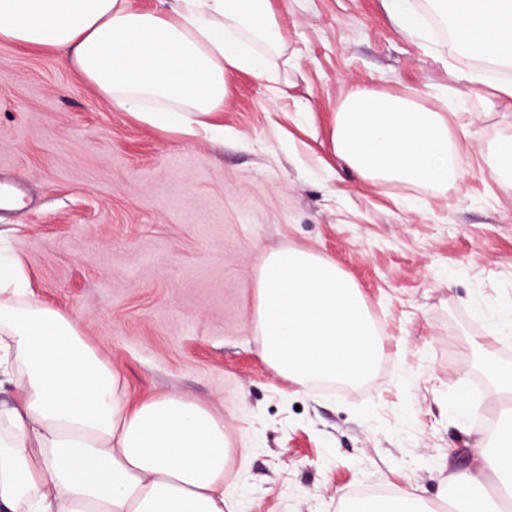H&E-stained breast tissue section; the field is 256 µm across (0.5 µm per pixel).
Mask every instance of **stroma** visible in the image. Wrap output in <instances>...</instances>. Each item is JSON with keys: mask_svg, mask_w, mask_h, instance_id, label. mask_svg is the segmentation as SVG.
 <instances>
[{"mask_svg": "<svg viewBox=\"0 0 512 512\" xmlns=\"http://www.w3.org/2000/svg\"><path fill=\"white\" fill-rule=\"evenodd\" d=\"M288 35L278 87L228 78L224 137L189 140L112 110L64 52L0 41V209L39 299L68 313L139 400L179 393L223 412L232 512H342L352 492L409 491L430 512L512 411L488 364L512 367L490 318L512 302V183L491 148L512 107L472 90L453 124L466 178L362 181L328 128L369 83L397 95L453 79L441 33L403 35L387 0H274ZM336 262L384 336L358 385H298L263 359L252 315L263 255ZM478 387L469 418L450 409Z\"/></svg>", "mask_w": 512, "mask_h": 512, "instance_id": "stroma-1", "label": "stroma"}]
</instances>
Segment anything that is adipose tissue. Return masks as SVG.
<instances>
[{"mask_svg":"<svg viewBox=\"0 0 512 512\" xmlns=\"http://www.w3.org/2000/svg\"><path fill=\"white\" fill-rule=\"evenodd\" d=\"M400 31L450 21L441 63L457 87L434 106L368 86L334 114L335 156L370 183L462 182L449 112L470 90L512 104V0H391ZM0 40L63 49L108 105L150 128L222 137L227 78L275 81L288 39L273 0H0ZM0 512H224V416L177 393L131 404L124 377L65 311L39 300L19 254L0 256ZM499 481L498 495L485 486ZM453 512H501L512 497V425L452 480Z\"/></svg>","mask_w":512,"mask_h":512,"instance_id":"adipose-tissue-1","label":"adipose tissue"}]
</instances>
